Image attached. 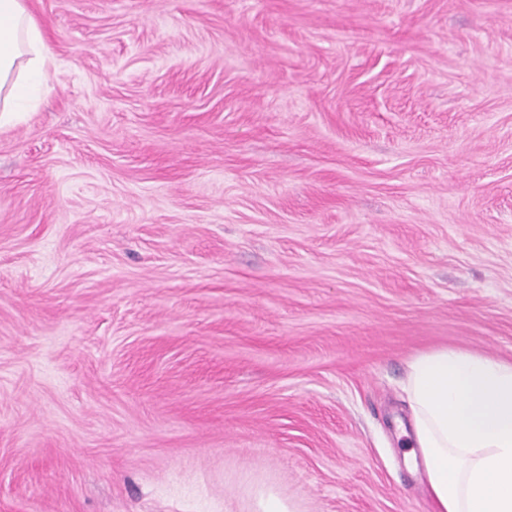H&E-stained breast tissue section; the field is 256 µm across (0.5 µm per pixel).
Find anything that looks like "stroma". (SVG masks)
Wrapping results in <instances>:
<instances>
[{"label":"stroma","instance_id":"35a3bbf8","mask_svg":"<svg viewBox=\"0 0 512 512\" xmlns=\"http://www.w3.org/2000/svg\"><path fill=\"white\" fill-rule=\"evenodd\" d=\"M25 2L0 512H433L408 361H512V0Z\"/></svg>","mask_w":512,"mask_h":512}]
</instances>
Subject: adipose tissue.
I'll list each match as a JSON object with an SVG mask.
<instances>
[{
  "instance_id": "ef3b65f1",
  "label": "adipose tissue",
  "mask_w": 512,
  "mask_h": 512,
  "mask_svg": "<svg viewBox=\"0 0 512 512\" xmlns=\"http://www.w3.org/2000/svg\"><path fill=\"white\" fill-rule=\"evenodd\" d=\"M53 58L25 0H0V124L37 104ZM411 450L435 512H512V361L460 349L415 355L405 385Z\"/></svg>"
}]
</instances>
